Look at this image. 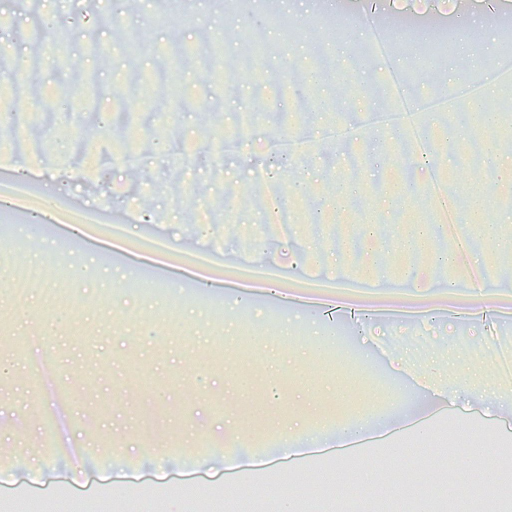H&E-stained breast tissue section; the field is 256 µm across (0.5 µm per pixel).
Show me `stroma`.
<instances>
[{
	"label": "stroma",
	"mask_w": 512,
	"mask_h": 512,
	"mask_svg": "<svg viewBox=\"0 0 512 512\" xmlns=\"http://www.w3.org/2000/svg\"><path fill=\"white\" fill-rule=\"evenodd\" d=\"M64 0H0V102L14 99L12 77H25L40 54L38 79L52 97L27 94L36 127L21 126V145L0 141V192L35 204L26 186L5 182L11 165L30 156L79 170L81 179L57 197L58 220L32 251L23 216L0 212V238L10 253L43 269L39 287L0 290V502L33 501L52 512L68 505L108 500L151 501L155 512H196L219 504L238 512V502L276 499L293 506L305 499L313 512H420L430 498L395 480L379 497L367 496V468L348 475V492L329 498L320 489L341 466L342 449H307L306 470L294 472L284 434L303 437L321 429L356 425L371 416H408L419 402V382L405 370L419 357L431 370L459 372L479 365L487 344L512 341V303L485 322L450 311H403L388 302L360 324L329 321L315 307L338 281L379 275L427 294L472 282L512 291L502 258L512 236L490 240L484 199L512 200V145L506 126L490 162L499 173L487 182L461 166L479 128L458 126L457 112L476 111L472 93L486 102L512 94L502 77L512 72V0H395L374 22L354 25L336 0H279L287 19L267 18L260 0H170L171 14L185 17L183 40L200 33L223 36L225 27H262L275 51L265 60L266 79L205 86L194 63L171 70L193 101L161 107L134 106V120L150 118L162 137L128 151L114 147L112 93L134 75L153 77L169 62L170 30L154 0H129L121 26L142 48L128 57L112 33L96 23L59 22ZM50 29L33 42V26ZM97 41L102 56L90 51ZM323 43L336 64L330 82L298 111L295 71L316 72L312 43ZM95 83H86L88 75ZM415 106L407 123L387 121L393 86ZM220 112L225 146L243 144L254 155L280 150L297 157L306 184L289 190L233 154L205 149L200 114ZM256 113L252 133L238 139L234 115ZM278 113L279 123L266 120ZM148 206L156 221L138 228L121 271L108 264L119 229L114 219ZM466 213L461 224L449 213ZM90 225L84 243L73 244L69 227ZM376 224L391 238L415 225L433 224L417 250L382 251ZM179 238L186 255L158 277L142 272L159 258L167 239ZM457 253L442 264L441 248ZM77 250L98 279L83 288L61 287L49 267L59 253ZM311 272L298 299L274 307L256 302L229 307L223 295L194 291L192 279L222 257L229 292L261 286L271 272L301 254ZM124 283L116 292L114 282ZM290 332L296 349L262 348L253 336ZM496 433L495 454H512V411L486 409L457 389L439 422L443 438L464 424ZM422 431L368 434L370 463L398 473L409 464L399 447L421 446ZM448 465L466 502L474 488L488 490L484 449L453 451Z\"/></svg>",
	"instance_id": "obj_1"
}]
</instances>
